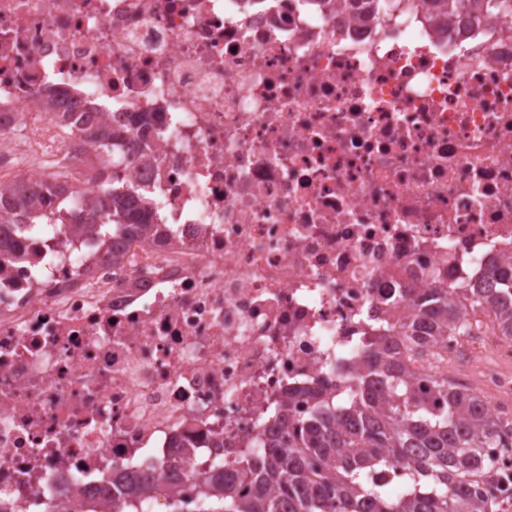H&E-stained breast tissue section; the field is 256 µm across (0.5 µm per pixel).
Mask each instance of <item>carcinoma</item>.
Wrapping results in <instances>:
<instances>
[{
	"instance_id": "obj_1",
	"label": "carcinoma",
	"mask_w": 512,
	"mask_h": 512,
	"mask_svg": "<svg viewBox=\"0 0 512 512\" xmlns=\"http://www.w3.org/2000/svg\"><path fill=\"white\" fill-rule=\"evenodd\" d=\"M438 15L468 10L477 16H510L496 0H430ZM61 186L50 182L0 190V212L20 209L30 224L51 221L46 207ZM123 190L98 197L94 214L106 227L120 223L115 197ZM412 313L394 333H381L363 356V372L377 377L369 392L359 387L347 402L324 401L315 413L285 429L279 450L243 457L227 478L214 464L195 479L203 494L195 509L171 495L172 512H487V497H475L476 478L494 465L488 450L497 447L507 422L483 415L482 397L438 374L428 379L430 393L407 390L405 376L413 358L439 336H469L473 322L461 309L476 314L494 311L496 325L512 336V260L455 294L429 288L409 298ZM394 461L409 477L411 490L392 493L369 482L375 469ZM125 486L124 498L110 512H139L151 494L169 488L149 478L132 480L115 475ZM247 482L250 493L239 495Z\"/></svg>"
}]
</instances>
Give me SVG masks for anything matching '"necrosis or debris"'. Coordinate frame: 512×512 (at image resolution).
Listing matches in <instances>:
<instances>
[{"label": "necrosis or debris", "mask_w": 512, "mask_h": 512, "mask_svg": "<svg viewBox=\"0 0 512 512\" xmlns=\"http://www.w3.org/2000/svg\"><path fill=\"white\" fill-rule=\"evenodd\" d=\"M61 87L52 111L41 104ZM109 125V148L89 136ZM119 173L144 231L0 238V503L90 512L119 468L185 498L212 459L342 398L408 288L512 258V17L429 0H0V181ZM512 416V338L438 341L407 382ZM287 402V416L276 403Z\"/></svg>", "instance_id": "4bbe7bcc"}]
</instances>
